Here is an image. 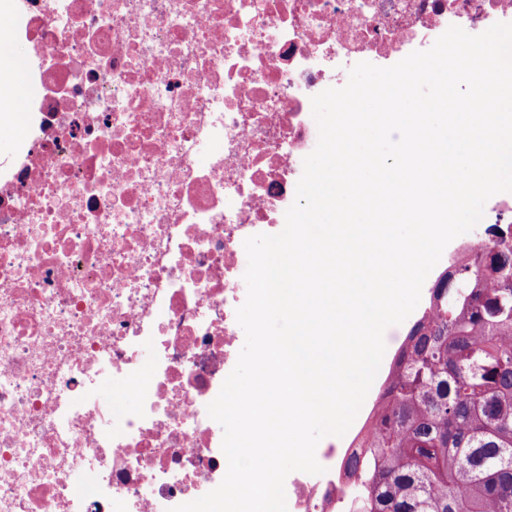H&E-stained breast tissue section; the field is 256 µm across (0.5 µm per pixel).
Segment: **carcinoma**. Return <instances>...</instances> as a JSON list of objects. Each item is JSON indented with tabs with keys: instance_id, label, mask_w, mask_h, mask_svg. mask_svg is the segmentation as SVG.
<instances>
[{
	"instance_id": "cac0c4a2",
	"label": "carcinoma",
	"mask_w": 512,
	"mask_h": 512,
	"mask_svg": "<svg viewBox=\"0 0 512 512\" xmlns=\"http://www.w3.org/2000/svg\"><path fill=\"white\" fill-rule=\"evenodd\" d=\"M429 289L345 469L359 512H512V237Z\"/></svg>"
}]
</instances>
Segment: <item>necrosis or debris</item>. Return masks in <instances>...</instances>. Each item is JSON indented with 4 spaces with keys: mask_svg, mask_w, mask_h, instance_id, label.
<instances>
[{
    "mask_svg": "<svg viewBox=\"0 0 512 512\" xmlns=\"http://www.w3.org/2000/svg\"><path fill=\"white\" fill-rule=\"evenodd\" d=\"M512 0H20L39 95L0 163V512H170L227 460L207 413L245 343L243 239L276 234L312 96ZM133 404L103 403L106 378ZM356 451L317 449L291 512H354ZM93 482L80 486L84 473Z\"/></svg>",
    "mask_w": 512,
    "mask_h": 512,
    "instance_id": "obj_1",
    "label": "necrosis or debris"
}]
</instances>
